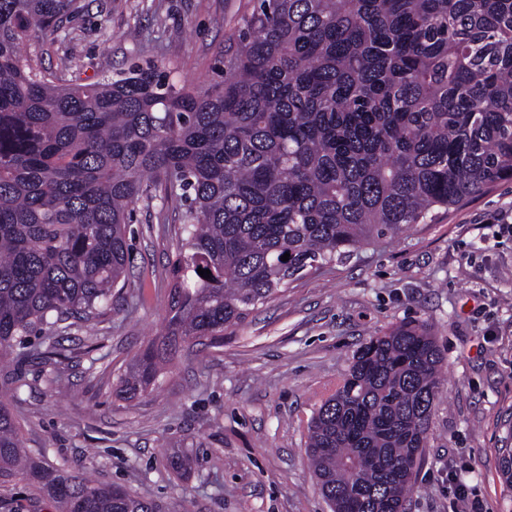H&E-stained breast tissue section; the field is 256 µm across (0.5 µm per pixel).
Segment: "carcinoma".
I'll return each instance as SVG.
<instances>
[{
  "label": "carcinoma",
  "instance_id": "cac0c4a2",
  "mask_svg": "<svg viewBox=\"0 0 512 512\" xmlns=\"http://www.w3.org/2000/svg\"><path fill=\"white\" fill-rule=\"evenodd\" d=\"M255 2L199 91L151 62L67 80L44 55L78 0H0V353L58 381L73 350L27 338L105 319L131 211L158 192L183 227L161 334L120 377L132 395L307 268L512 179V0ZM442 363L424 323L356 353L308 426L332 512H405ZM15 480L57 512H160L43 464L0 402V483Z\"/></svg>",
  "mask_w": 512,
  "mask_h": 512
}]
</instances>
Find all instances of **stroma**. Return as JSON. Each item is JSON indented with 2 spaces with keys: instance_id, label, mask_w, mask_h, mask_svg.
I'll return each mask as SVG.
<instances>
[{
  "instance_id": "1",
  "label": "stroma",
  "mask_w": 512,
  "mask_h": 512,
  "mask_svg": "<svg viewBox=\"0 0 512 512\" xmlns=\"http://www.w3.org/2000/svg\"><path fill=\"white\" fill-rule=\"evenodd\" d=\"M44 58L85 83L150 61L213 81L253 0H81ZM181 211L138 202L124 287L97 337L61 336L75 357L56 384L36 361L0 401L48 465L93 471L161 512H331L305 453L308 422L357 351L402 323L428 325L443 378L406 512H512L499 451L512 448V181L491 185L377 242L307 268L220 342L182 353L153 391L119 379L168 310ZM471 492L457 498L459 486Z\"/></svg>"
}]
</instances>
